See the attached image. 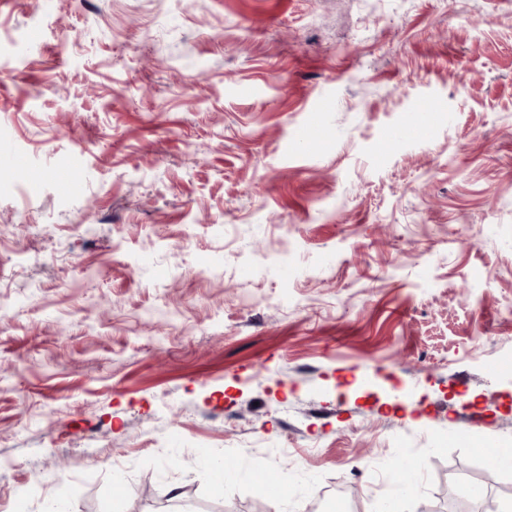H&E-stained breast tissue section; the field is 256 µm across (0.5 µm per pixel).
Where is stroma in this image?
Wrapping results in <instances>:
<instances>
[{"label": "stroma", "instance_id": "stroma-1", "mask_svg": "<svg viewBox=\"0 0 512 512\" xmlns=\"http://www.w3.org/2000/svg\"><path fill=\"white\" fill-rule=\"evenodd\" d=\"M487 435L512 0H0V512H420Z\"/></svg>", "mask_w": 512, "mask_h": 512}]
</instances>
